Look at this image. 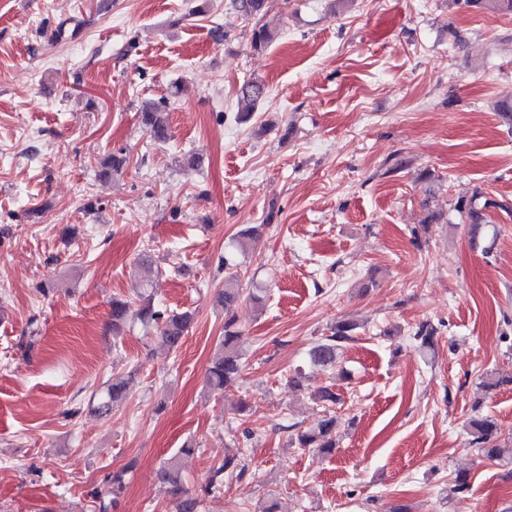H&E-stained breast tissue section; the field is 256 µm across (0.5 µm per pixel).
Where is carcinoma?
Instances as JSON below:
<instances>
[{"label": "carcinoma", "mask_w": 512, "mask_h": 512, "mask_svg": "<svg viewBox=\"0 0 512 512\" xmlns=\"http://www.w3.org/2000/svg\"><path fill=\"white\" fill-rule=\"evenodd\" d=\"M239 11L247 19L264 17L268 12V0H236ZM265 94L264 85L256 81H247L239 90V102L243 107L241 117H249L256 103ZM142 119L152 139L164 143L170 138L169 124L163 119L156 106L144 109ZM478 196L468 200L460 199L456 207L466 211L470 224L478 227L490 223L487 212L491 208L504 209L506 205L486 200L477 203ZM241 276L236 265L224 260V291L218 294V302L224 306V338L207 370L206 381L208 386L222 392L234 386L242 371L239 339L241 331L237 324L235 305L243 295L240 288ZM140 306L137 315L140 321L156 329L159 341L168 350L179 348L182 338L188 331L193 315L189 311H170L154 302L152 296L142 292L139 294ZM130 303L122 298L112 299V329L117 331L124 324ZM356 324L339 322L331 329V335L324 339L312 350V361L315 365L325 369L336 366L339 353L345 344L352 340ZM436 328L428 321L418 324L413 336L422 348L434 346ZM128 394V384L124 380L114 381L106 386L100 396L98 410L102 414L108 413L112 405ZM315 400L323 403L325 418L314 428L297 430L294 440L301 448H312L320 453H330L336 448V416L332 408L340 403V395L332 386L320 388ZM471 444L477 449L478 455L488 461L496 463H512V443L502 438L499 423L490 416H474L468 422ZM246 466L237 459V455L227 456L217 467L210 471L208 481L203 488V496L185 494L182 487L180 473L175 462L170 461L158 472L157 477L163 484L169 486L171 495L178 499V512H203L201 505L204 496L218 493L224 488V478L242 477Z\"/></svg>", "instance_id": "cac0c4a2"}]
</instances>
